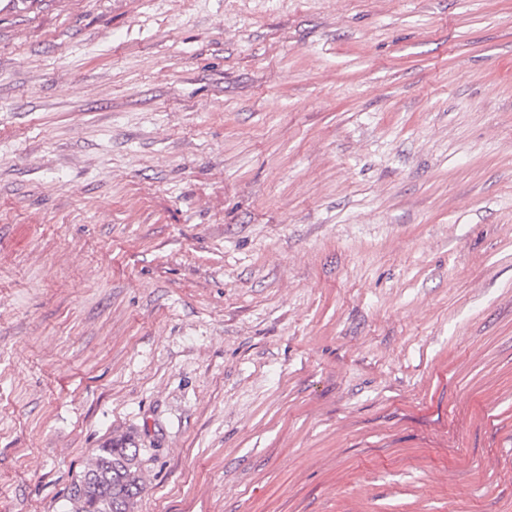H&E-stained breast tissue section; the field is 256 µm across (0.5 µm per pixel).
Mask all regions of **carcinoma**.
<instances>
[{
	"instance_id": "obj_1",
	"label": "carcinoma",
	"mask_w": 512,
	"mask_h": 512,
	"mask_svg": "<svg viewBox=\"0 0 512 512\" xmlns=\"http://www.w3.org/2000/svg\"><path fill=\"white\" fill-rule=\"evenodd\" d=\"M143 490L139 449L121 436L98 449L83 474L68 488L70 512H134Z\"/></svg>"
}]
</instances>
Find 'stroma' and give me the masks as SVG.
I'll use <instances>...</instances> for the list:
<instances>
[{
	"mask_svg": "<svg viewBox=\"0 0 512 512\" xmlns=\"http://www.w3.org/2000/svg\"><path fill=\"white\" fill-rule=\"evenodd\" d=\"M512 512V0H0V512ZM139 448L125 436L99 448L83 474L68 488L70 512H134L143 490Z\"/></svg>",
	"mask_w": 512,
	"mask_h": 512,
	"instance_id": "35a3bbf8",
	"label": "stroma"
}]
</instances>
